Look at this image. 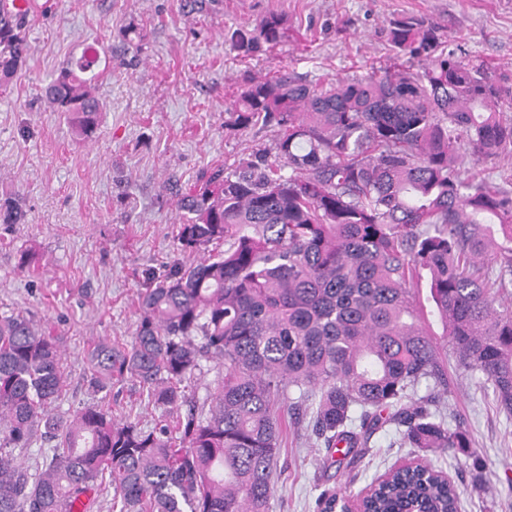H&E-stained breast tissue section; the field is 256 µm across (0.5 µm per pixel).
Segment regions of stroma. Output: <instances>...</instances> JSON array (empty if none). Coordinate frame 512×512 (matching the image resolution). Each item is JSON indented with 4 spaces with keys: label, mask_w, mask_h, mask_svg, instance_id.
<instances>
[{
    "label": "stroma",
    "mask_w": 512,
    "mask_h": 512,
    "mask_svg": "<svg viewBox=\"0 0 512 512\" xmlns=\"http://www.w3.org/2000/svg\"><path fill=\"white\" fill-rule=\"evenodd\" d=\"M281 15L286 37L250 58L224 35ZM403 14L433 18L464 35L470 56L512 78V0H34L25 15L28 57L0 93V198L18 195L24 223H0V315L21 312L65 338L66 381L53 409L73 414L91 402L115 420L154 425L161 412L138 382L95 391L85 355L95 343L131 344L146 271L176 260L177 195L198 176L270 144L271 129H224V109L247 80L288 67L316 83L386 67L384 31ZM135 26L137 56L97 69L102 102L94 138L77 136L43 90L90 45L123 52ZM132 193L127 207L122 193ZM33 256L19 272L21 253ZM442 358L452 391L448 426H463L470 447L441 454L396 446L395 427L374 436L351 463L324 465L306 424L289 425L270 512H319L322 491L356 493L390 469L428 463L447 474L459 512H512V419Z\"/></svg>",
    "instance_id": "stroma-1"
}]
</instances>
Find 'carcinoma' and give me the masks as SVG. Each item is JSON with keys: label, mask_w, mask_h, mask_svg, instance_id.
Returning a JSON list of instances; mask_svg holds the SVG:
<instances>
[{"label": "carcinoma", "mask_w": 512, "mask_h": 512, "mask_svg": "<svg viewBox=\"0 0 512 512\" xmlns=\"http://www.w3.org/2000/svg\"><path fill=\"white\" fill-rule=\"evenodd\" d=\"M285 34L268 14L228 38L249 57ZM385 37L419 70L320 86L283 67L241 90L224 128H275L273 146L181 194L174 242L193 261L148 276L131 346L88 351L94 387L131 378L156 408L188 406L175 427L118 423L95 403L51 412L63 336L0 317V512H270L287 415L345 457L388 424L401 447L467 448L437 408L448 347L512 418V309H495L512 289V192L461 178L471 157L512 159V88L433 20L401 16ZM27 54L22 15L0 13L1 90ZM99 62L87 48L44 91L84 139L102 110L87 77ZM0 222L25 223L19 200L0 201ZM422 278L439 338L418 310ZM204 361L224 367L206 413L185 385ZM37 441L51 447L23 463L16 451ZM108 483L109 505L95 504ZM361 506L457 512L454 489L421 463L391 471Z\"/></svg>", "instance_id": "1"}]
</instances>
